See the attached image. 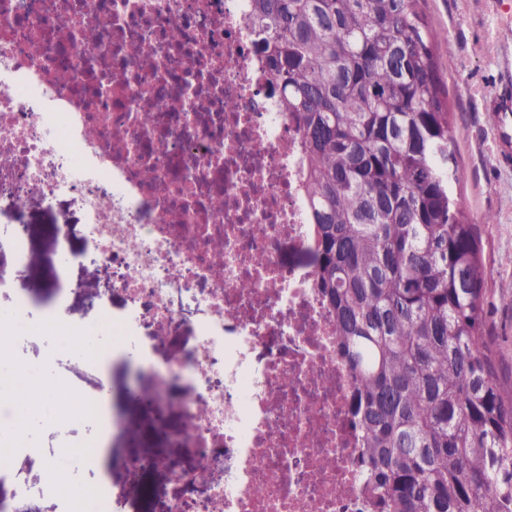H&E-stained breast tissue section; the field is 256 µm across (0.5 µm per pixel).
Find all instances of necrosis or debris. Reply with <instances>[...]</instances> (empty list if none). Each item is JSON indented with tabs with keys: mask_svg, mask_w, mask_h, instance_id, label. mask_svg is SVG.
Listing matches in <instances>:
<instances>
[{
	"mask_svg": "<svg viewBox=\"0 0 512 512\" xmlns=\"http://www.w3.org/2000/svg\"><path fill=\"white\" fill-rule=\"evenodd\" d=\"M252 11L253 0H53L47 12L0 0V212L78 195L85 239L117 261L129 300L123 320L83 329L109 332L113 351L142 320L165 329L173 295L206 283L193 347L156 382L191 385L180 438L224 469L211 484L176 472L206 485L198 512H363L353 378L314 266L283 261L311 237L302 134L269 83ZM49 378L0 349V385L44 390L28 415L0 408L1 447L99 418L101 397L56 412Z\"/></svg>",
	"mask_w": 512,
	"mask_h": 512,
	"instance_id": "obj_1",
	"label": "necrosis or debris"
}]
</instances>
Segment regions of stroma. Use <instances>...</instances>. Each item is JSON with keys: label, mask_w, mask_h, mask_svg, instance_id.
Wrapping results in <instances>:
<instances>
[{"label": "stroma", "mask_w": 512, "mask_h": 512, "mask_svg": "<svg viewBox=\"0 0 512 512\" xmlns=\"http://www.w3.org/2000/svg\"><path fill=\"white\" fill-rule=\"evenodd\" d=\"M432 27L442 32L436 46L438 67L448 88L449 119L457 132V193L460 206L475 224L481 241L486 281L483 293L484 330L497 352V381L512 393V167L494 162V135L485 103L497 86L506 61L512 60V0H425ZM21 227L0 218V237L20 230L32 257V287L16 274L9 252L0 251V314L10 312L19 296L30 302L28 321L41 323L56 293H63L71 318L93 325L120 319L126 296L112 284V269L90 255L84 240L75 234L57 240L59 224L82 221L76 196L44 203L28 202ZM492 223H485V216ZM203 312L185 294L178 314L164 333L152 320L138 327L135 340L109 368L89 360L74 349L59 348L52 336H26L16 345L17 358L30 366L51 365L53 375L86 398L108 389L109 405L130 423L127 434L108 450L107 466L84 455L100 432L99 423L76 420L63 428L44 426L37 431V445L15 453L11 470L21 474L32 492L40 495L41 512H62L54 492L45 490L50 460L69 458L78 465L77 479L85 486L104 487L111 512H165L170 502L187 491L173 478L174 471L196 464L194 449L182 446L175 436L184 426L179 402L183 386H174L168 400L144 410L129 397L131 384L147 390L150 373H135L134 360L142 346L163 335L159 355L176 361L192 343L191 324ZM134 455L157 459L140 484L128 482L126 462Z\"/></svg>", "instance_id": "obj_1"}]
</instances>
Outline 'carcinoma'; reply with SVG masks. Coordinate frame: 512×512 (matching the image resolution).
I'll list each match as a JSON object with an SVG mask.
<instances>
[{"instance_id": "carcinoma-1", "label": "carcinoma", "mask_w": 512, "mask_h": 512, "mask_svg": "<svg viewBox=\"0 0 512 512\" xmlns=\"http://www.w3.org/2000/svg\"><path fill=\"white\" fill-rule=\"evenodd\" d=\"M305 140L317 287L364 433L370 512H512V395L424 0H253Z\"/></svg>"}]
</instances>
